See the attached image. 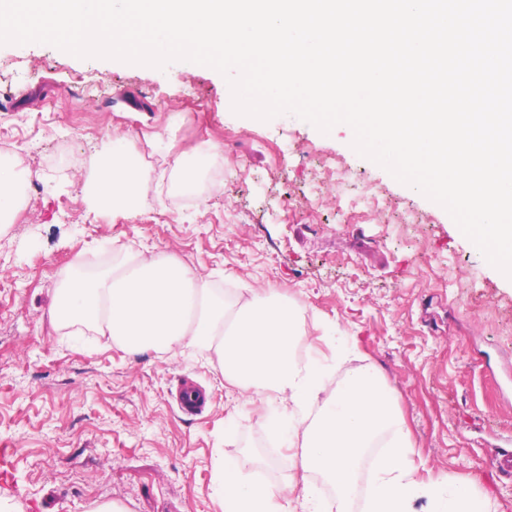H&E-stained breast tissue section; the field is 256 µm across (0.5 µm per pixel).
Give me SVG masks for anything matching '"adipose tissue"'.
<instances>
[{"mask_svg": "<svg viewBox=\"0 0 512 512\" xmlns=\"http://www.w3.org/2000/svg\"><path fill=\"white\" fill-rule=\"evenodd\" d=\"M100 157L94 200L103 207L134 208L151 180L150 169L122 136L108 137ZM31 176L17 163L0 161L1 225L12 223L23 207V185ZM50 319L94 326L132 353L214 351L226 382L280 403L288 421L272 422L271 429L302 437L299 473L276 486L252 484L238 464L225 462L224 512H348L368 449L388 433L394 439L377 464L367 512H411L412 494L421 486L438 512H487L469 484L451 487L439 475L420 484L394 388L368 366L329 385L325 366L300 356V313L275 290L251 288L230 303L181 262L136 251L92 277L66 276ZM319 402L324 410L307 419V409ZM309 472L334 487V500L323 499L314 484L299 482V474Z\"/></svg>", "mask_w": 512, "mask_h": 512, "instance_id": "ef3b65f1", "label": "adipose tissue"}]
</instances>
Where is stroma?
I'll use <instances>...</instances> for the list:
<instances>
[{"instance_id":"1","label":"stroma","mask_w":512,"mask_h":512,"mask_svg":"<svg viewBox=\"0 0 512 512\" xmlns=\"http://www.w3.org/2000/svg\"><path fill=\"white\" fill-rule=\"evenodd\" d=\"M0 133L14 141L0 159L33 173L25 208L0 228V512H224L220 462L268 484L292 472L269 431L278 404L225 382L213 353L132 355L51 325L63 273L144 248L228 300L284 293L332 383L369 365L395 388L420 476L469 483L492 512H512V279L441 206L359 156L349 126L237 115L209 67L28 43L0 45ZM113 133L154 160L132 212L86 193ZM207 141L219 158L191 154ZM178 159L196 172L188 202L172 195ZM407 213L416 223H401ZM189 383L207 398L196 412L175 399Z\"/></svg>"}]
</instances>
